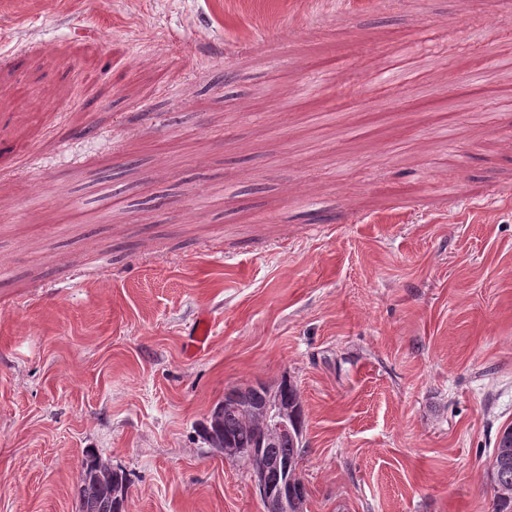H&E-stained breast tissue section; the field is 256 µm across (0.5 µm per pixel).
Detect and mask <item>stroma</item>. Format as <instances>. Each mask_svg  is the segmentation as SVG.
Instances as JSON below:
<instances>
[{
  "label": "stroma",
  "instance_id": "obj_1",
  "mask_svg": "<svg viewBox=\"0 0 512 512\" xmlns=\"http://www.w3.org/2000/svg\"><path fill=\"white\" fill-rule=\"evenodd\" d=\"M474 29L512 48V0H0V512H77L89 450L127 512H262L197 427L284 377L306 512H490L512 86L476 88L472 55L427 75L434 104L499 101L441 148L442 113L411 86L376 111L372 78Z\"/></svg>",
  "mask_w": 512,
  "mask_h": 512
}]
</instances>
